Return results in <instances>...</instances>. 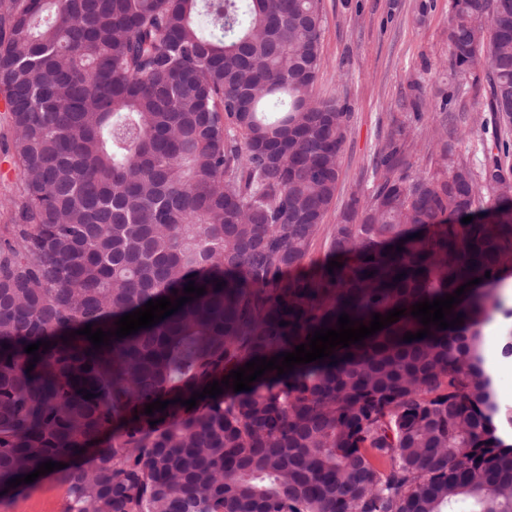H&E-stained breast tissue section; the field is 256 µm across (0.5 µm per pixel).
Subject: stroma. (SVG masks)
Here are the masks:
<instances>
[{
	"mask_svg": "<svg viewBox=\"0 0 512 512\" xmlns=\"http://www.w3.org/2000/svg\"><path fill=\"white\" fill-rule=\"evenodd\" d=\"M428 10H421V3ZM322 67L314 87L321 99L346 105L350 129L341 158L332 224L350 195L367 199L379 177L374 157L394 126L409 132L407 168L426 169L432 131L452 125L456 155L476 162L492 141L484 123L489 88L482 66L455 72L448 52V0H322ZM501 321L486 329V349L502 406L512 408V362L498 359ZM65 486L44 477L0 501V512H64Z\"/></svg>",
	"mask_w": 512,
	"mask_h": 512,
	"instance_id": "35a3bbf8",
	"label": "stroma"
}]
</instances>
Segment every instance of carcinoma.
Instances as JSON below:
<instances>
[{"label": "carcinoma", "mask_w": 512, "mask_h": 512, "mask_svg": "<svg viewBox=\"0 0 512 512\" xmlns=\"http://www.w3.org/2000/svg\"><path fill=\"white\" fill-rule=\"evenodd\" d=\"M323 23L321 0H0L21 180L0 236V500L52 460L65 512H512V409L485 354L512 319V213L447 219L512 192V0H448L452 68L487 70L493 146L473 165L440 139L412 176L400 125L378 188L334 224L351 113L314 94ZM320 238L325 261L284 276ZM475 278L463 323L403 340L415 303ZM191 281L205 293L151 327L98 350L71 336ZM398 306L332 365L144 413Z\"/></svg>", "instance_id": "obj_1"}]
</instances>
